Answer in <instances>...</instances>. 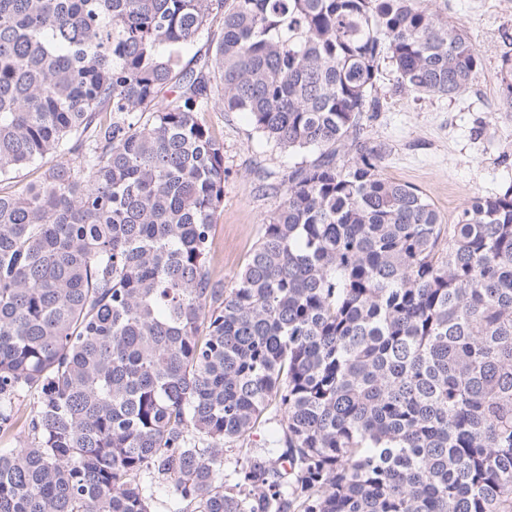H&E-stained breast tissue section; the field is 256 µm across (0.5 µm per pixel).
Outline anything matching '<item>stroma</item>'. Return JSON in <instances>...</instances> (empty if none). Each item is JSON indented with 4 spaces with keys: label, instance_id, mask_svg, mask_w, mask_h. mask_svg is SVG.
Listing matches in <instances>:
<instances>
[{
    "label": "stroma",
    "instance_id": "35a3bbf8",
    "mask_svg": "<svg viewBox=\"0 0 512 512\" xmlns=\"http://www.w3.org/2000/svg\"><path fill=\"white\" fill-rule=\"evenodd\" d=\"M440 18L461 26L479 51L477 81L455 98L396 91L395 73L382 61L377 74L381 110L366 134L383 153V177L421 190L443 223H454L473 197L512 186V112L505 111L500 82L503 34H512V0H425ZM203 121L224 144V201L214 224L211 267L232 281L281 201L262 183H284L298 154L272 149L247 116L216 105Z\"/></svg>",
    "mask_w": 512,
    "mask_h": 512
}]
</instances>
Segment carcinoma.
<instances>
[{"mask_svg":"<svg viewBox=\"0 0 512 512\" xmlns=\"http://www.w3.org/2000/svg\"><path fill=\"white\" fill-rule=\"evenodd\" d=\"M386 58L449 99L481 68L424 0H0V184L41 164L0 187V435L32 400L0 512H153L156 479L179 512H512V187L444 224L382 176ZM218 98L316 153L229 286Z\"/></svg>","mask_w":512,"mask_h":512,"instance_id":"carcinoma-1","label":"carcinoma"}]
</instances>
